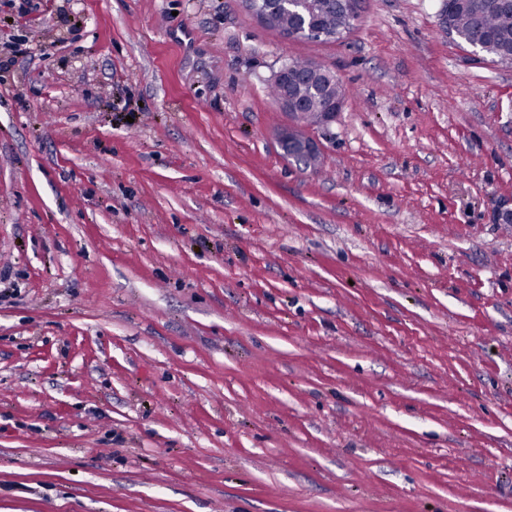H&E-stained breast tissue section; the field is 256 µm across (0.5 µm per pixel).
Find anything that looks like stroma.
Instances as JSON below:
<instances>
[{
  "instance_id": "stroma-1",
  "label": "stroma",
  "mask_w": 512,
  "mask_h": 512,
  "mask_svg": "<svg viewBox=\"0 0 512 512\" xmlns=\"http://www.w3.org/2000/svg\"><path fill=\"white\" fill-rule=\"evenodd\" d=\"M0 0V512H512V64L445 0ZM348 97L286 160L270 78ZM310 0H247L243 2L245 9L252 14L262 25H274V16L279 11L288 8L293 11L302 23L308 18ZM326 2L319 11L320 24L326 28H334L336 25L348 23V19L343 18L336 12V7L332 3L333 0H324ZM347 29L344 27H336L330 30H316L312 33L315 40H336L340 38Z\"/></svg>"
}]
</instances>
